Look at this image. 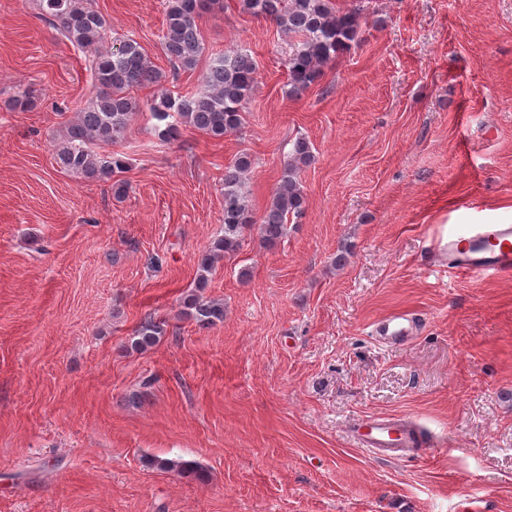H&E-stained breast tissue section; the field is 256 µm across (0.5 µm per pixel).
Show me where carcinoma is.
<instances>
[{"mask_svg":"<svg viewBox=\"0 0 512 512\" xmlns=\"http://www.w3.org/2000/svg\"><path fill=\"white\" fill-rule=\"evenodd\" d=\"M220 0H166L162 45L170 66L163 72L152 65L133 38L112 45V28L89 0H37L40 18L76 49L91 52L89 67L96 87L86 105L74 113L66 134L55 147L61 169L78 178L112 181L126 167L122 153L112 145L122 139L133 116L140 111L131 95L135 88L154 87L158 95L150 107L161 135L174 140L181 125H189L212 139H222L243 124V110L255 86L258 64L249 54L227 51L214 58L200 77V90L173 97L163 92L169 78L193 70L204 52L198 20ZM244 12L271 21L280 32L299 40L288 55L291 90L299 93L317 83L325 64L360 42L363 9L339 10L334 0H240ZM314 161L303 137L291 142L288 161L270 204L255 218L247 200L246 175L252 160L239 154L224 168V234L201 252L195 287L182 298L181 313L202 326L224 320V303L202 295L215 263L240 250L248 233L258 230L271 246L287 235L290 218L302 215L305 202L301 172ZM165 334L164 324L145 318L134 330L130 349L146 351ZM145 465L162 472L198 474L193 460L151 456Z\"/></svg>","mask_w":512,"mask_h":512,"instance_id":"carcinoma-1","label":"carcinoma"}]
</instances>
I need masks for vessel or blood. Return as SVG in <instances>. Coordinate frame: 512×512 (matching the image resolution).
<instances>
[{
	"instance_id": "obj_1",
	"label": "vessel or blood",
	"mask_w": 512,
	"mask_h": 512,
	"mask_svg": "<svg viewBox=\"0 0 512 512\" xmlns=\"http://www.w3.org/2000/svg\"><path fill=\"white\" fill-rule=\"evenodd\" d=\"M438 250L450 270L495 277L512 271V224H471L465 230L449 229ZM418 331L415 318L396 313L378 323L377 341L400 346ZM357 444L374 455L399 457L410 451L414 440L399 421L369 416L351 429Z\"/></svg>"
}]
</instances>
